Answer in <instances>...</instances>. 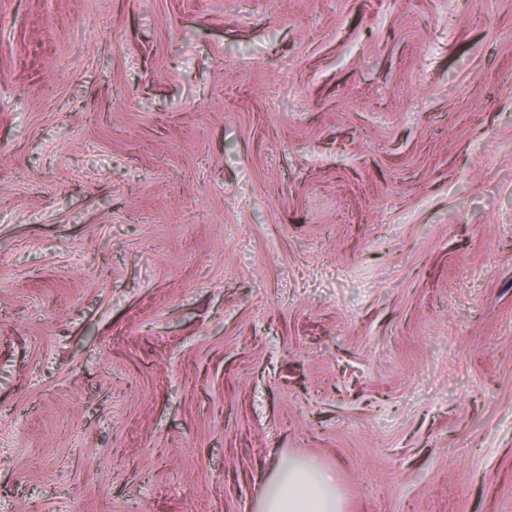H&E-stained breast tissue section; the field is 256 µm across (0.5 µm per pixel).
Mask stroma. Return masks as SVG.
I'll list each match as a JSON object with an SVG mask.
<instances>
[{
	"label": "stroma",
	"mask_w": 512,
	"mask_h": 512,
	"mask_svg": "<svg viewBox=\"0 0 512 512\" xmlns=\"http://www.w3.org/2000/svg\"><path fill=\"white\" fill-rule=\"evenodd\" d=\"M512 512V0H0V512ZM255 511L342 512L343 499L329 470L287 459L273 489L260 494Z\"/></svg>",
	"instance_id": "obj_1"
}]
</instances>
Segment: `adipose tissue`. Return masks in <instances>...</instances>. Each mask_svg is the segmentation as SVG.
<instances>
[{
    "mask_svg": "<svg viewBox=\"0 0 512 512\" xmlns=\"http://www.w3.org/2000/svg\"><path fill=\"white\" fill-rule=\"evenodd\" d=\"M255 512H343V499L330 471L287 461L273 489L260 494Z\"/></svg>",
    "mask_w": 512,
    "mask_h": 512,
    "instance_id": "1",
    "label": "adipose tissue"
}]
</instances>
